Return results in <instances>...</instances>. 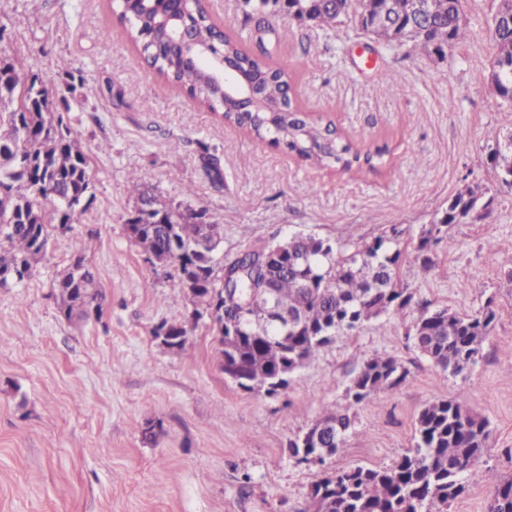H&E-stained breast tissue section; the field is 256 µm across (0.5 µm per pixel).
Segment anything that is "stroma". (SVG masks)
Here are the masks:
<instances>
[{
    "label": "stroma",
    "instance_id": "stroma-1",
    "mask_svg": "<svg viewBox=\"0 0 512 512\" xmlns=\"http://www.w3.org/2000/svg\"><path fill=\"white\" fill-rule=\"evenodd\" d=\"M463 9L469 39L442 60L405 58L350 23L328 34L275 18L306 119L333 122L365 149L388 142L390 168L361 173L256 141L173 90L128 44L110 0H0L9 33L0 56H24L29 75L66 88L92 194L69 231H52L33 275L0 288V512H310L315 480L393 464L414 447L424 406L460 391L490 437L449 512H486V470L512 477L511 195H499L489 218L452 226L427 278L410 261L399 269L417 301L467 314L493 305V328L466 376L415 348L411 308L338 338L278 397L224 375L212 322H199L183 350L157 345L155 326L190 322L198 303L172 293L167 268L148 260L126 223L134 170L168 200L189 205L191 190L203 198L224 229L227 259L293 234L336 240L353 230L370 242L394 224L415 234L467 185L493 186L490 153L512 129L486 81L495 6L465 0ZM383 69L397 81L380 83ZM205 146L221 184L206 174ZM79 256L104 295L102 313L69 320L53 285ZM377 355L398 359L408 381L349 407L347 386ZM327 406L351 410L346 451L299 461L290 441Z\"/></svg>",
    "mask_w": 512,
    "mask_h": 512
}]
</instances>
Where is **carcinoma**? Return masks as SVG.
Masks as SVG:
<instances>
[{
    "label": "carcinoma",
    "mask_w": 512,
    "mask_h": 512,
    "mask_svg": "<svg viewBox=\"0 0 512 512\" xmlns=\"http://www.w3.org/2000/svg\"><path fill=\"white\" fill-rule=\"evenodd\" d=\"M431 15L409 16L385 11L388 0H245L251 13L286 16L298 25H316L334 32L352 22L363 33L373 31L386 45L407 47L406 56L430 57L454 52L469 37L462 0H437ZM112 13L144 62L173 88L222 112L224 121L244 128L258 141L282 146L318 166L349 171L387 166L389 147L365 151L343 137L332 123H310L289 96L280 35L265 30L269 45L257 58L246 40L220 30L205 0H113ZM189 26L200 46L219 42L237 72L254 86L259 97L247 112L242 101L224 91V80L210 64L191 59L171 44L173 27ZM493 64L502 78L497 97L512 105V21L500 20L491 35ZM27 81L25 60L9 57L0 70V288H9L31 275L45 257L49 227L64 229L80 214L78 208L90 186L87 157L71 137L63 112L66 97L43 81L32 82L25 110L17 111L19 84ZM128 192L148 198L150 212L132 223V239L149 256L166 255L173 267L170 288L179 294L196 288L193 298L224 302L225 313L239 317V335L219 328L221 369L236 367L244 391L281 394L270 381L290 375L314 360L344 332L414 305L415 291L398 275L404 233H390L372 242L354 239L331 242L304 235L291 239L297 262L283 266L270 258L276 245L249 249L225 264L228 281L212 276L221 260L205 246L221 240V225L207 221L201 199L187 214L150 190L141 174L130 172ZM495 197L479 183L466 186L448 200L435 221L421 229L414 246V264L425 277L436 265L438 251L448 244V228L489 217ZM56 300L70 320L100 314L103 296L93 271L77 258L59 278ZM271 289L277 307L295 322L286 326L251 307L253 298ZM414 346L436 366L457 376L477 363L482 344L496 318L490 307L474 314L417 305ZM409 371L391 356H376L360 366L347 397L358 405L374 393L406 382ZM271 389H266L267 385ZM354 421L347 410L327 408L307 436V447L289 444L290 453L320 461L342 453ZM486 420L478 417L465 397L457 395L426 405L417 419L416 444L398 462L386 467L356 466L324 477L311 486L314 512H448L466 491L467 474L476 470L488 448ZM488 512H512V478H493Z\"/></svg>",
    "instance_id": "obj_1"
}]
</instances>
